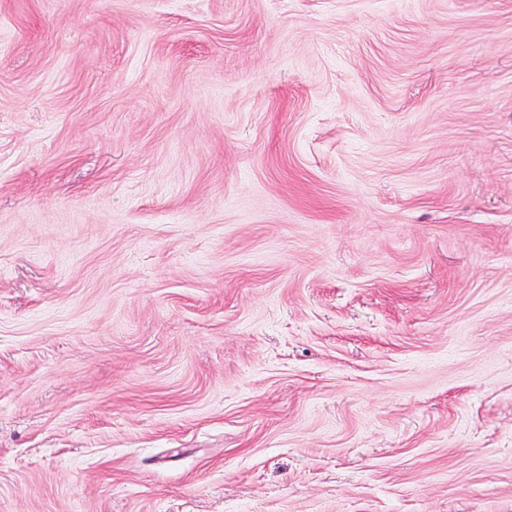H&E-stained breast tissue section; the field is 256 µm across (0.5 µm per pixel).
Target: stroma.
Listing matches in <instances>:
<instances>
[{"mask_svg":"<svg viewBox=\"0 0 512 512\" xmlns=\"http://www.w3.org/2000/svg\"><path fill=\"white\" fill-rule=\"evenodd\" d=\"M0 512H512V0H0Z\"/></svg>","mask_w":512,"mask_h":512,"instance_id":"35a3bbf8","label":"stroma"}]
</instances>
